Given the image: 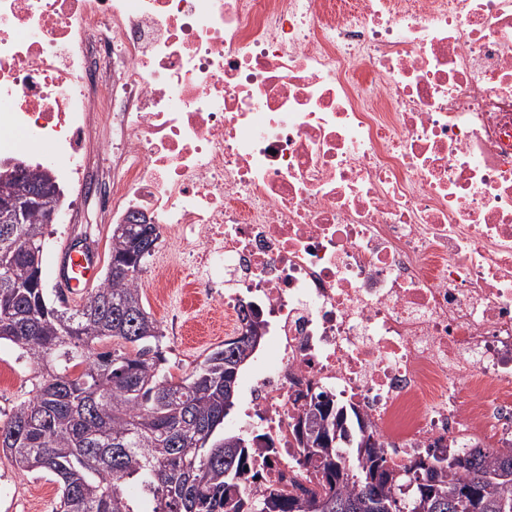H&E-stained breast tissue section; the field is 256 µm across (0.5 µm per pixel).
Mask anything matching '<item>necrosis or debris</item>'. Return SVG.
I'll list each match as a JSON object with an SVG mask.
<instances>
[{"label":"necrosis or debris","instance_id":"1","mask_svg":"<svg viewBox=\"0 0 512 512\" xmlns=\"http://www.w3.org/2000/svg\"><path fill=\"white\" fill-rule=\"evenodd\" d=\"M49 143L35 156L29 143ZM184 248L288 478L295 391L390 463L512 448V0H0V167Z\"/></svg>","mask_w":512,"mask_h":512}]
</instances>
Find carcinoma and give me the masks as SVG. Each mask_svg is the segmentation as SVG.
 Returning a JSON list of instances; mask_svg holds the SVG:
<instances>
[{"mask_svg":"<svg viewBox=\"0 0 512 512\" xmlns=\"http://www.w3.org/2000/svg\"><path fill=\"white\" fill-rule=\"evenodd\" d=\"M15 170L24 191L47 183L43 167ZM45 227L42 209H29L24 223L11 225L14 248L0 228V341L18 346L41 373L35 394L0 424V453L23 474L55 478V512H319L321 503L324 512H414L425 496L433 512H457L466 490L479 491L469 512H512V450L478 445L459 455L436 445L395 467L382 443L362 447L367 423L356 407L322 392L292 417V428L305 421L330 436L315 465L293 432L302 451L289 465L315 488L260 487L259 473L245 467L262 435L224 428L238 375L265 339L258 308L242 307L239 336L172 382L162 373V329L137 286L158 238L115 225L103 282L71 309L63 294L52 300L46 289L26 287ZM108 340L119 346L99 350Z\"/></svg>","mask_w":512,"mask_h":512,"instance_id":"1","label":"carcinoma"}]
</instances>
